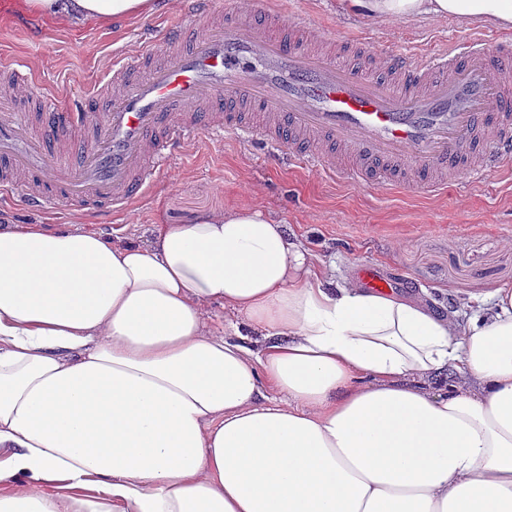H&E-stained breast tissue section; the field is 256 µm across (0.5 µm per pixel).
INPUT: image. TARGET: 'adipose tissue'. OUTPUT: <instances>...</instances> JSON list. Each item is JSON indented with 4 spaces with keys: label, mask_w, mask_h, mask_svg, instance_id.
<instances>
[{
    "label": "adipose tissue",
    "mask_w": 512,
    "mask_h": 512,
    "mask_svg": "<svg viewBox=\"0 0 512 512\" xmlns=\"http://www.w3.org/2000/svg\"><path fill=\"white\" fill-rule=\"evenodd\" d=\"M17 2L68 26L155 9ZM339 6L512 30V0ZM16 482L0 512H512V284L465 320L338 286L256 204L144 244L0 220V484Z\"/></svg>",
    "instance_id": "1"
}]
</instances>
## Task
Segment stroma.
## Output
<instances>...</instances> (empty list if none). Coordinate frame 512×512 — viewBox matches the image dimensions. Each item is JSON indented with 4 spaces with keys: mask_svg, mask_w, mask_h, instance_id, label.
Listing matches in <instances>:
<instances>
[{
    "mask_svg": "<svg viewBox=\"0 0 512 512\" xmlns=\"http://www.w3.org/2000/svg\"><path fill=\"white\" fill-rule=\"evenodd\" d=\"M184 12L185 0H175L148 17L66 27L41 16L32 28L14 0H0V63H27L50 102L68 105L111 75L124 54L145 46L164 52L162 32L182 22ZM298 12L339 39L411 47L422 55L475 33L453 20L373 23L342 14L337 0H280L281 28ZM250 203L283 220L293 241L332 267L339 282L354 277L362 263L376 264L387 276L415 280L408 296L463 318L470 313L464 299L512 284V174L492 172L475 184L413 194L333 179L296 165L287 152L230 134L188 145L122 213L98 216L76 204L35 210L15 195L0 197V218L58 228L80 217L106 237L135 240L159 224Z\"/></svg>",
    "mask_w": 512,
    "mask_h": 512,
    "instance_id": "35a3bbf8",
    "label": "stroma"
}]
</instances>
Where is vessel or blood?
<instances>
[{
  "instance_id": "1",
  "label": "vessel or blood",
  "mask_w": 512,
  "mask_h": 512,
  "mask_svg": "<svg viewBox=\"0 0 512 512\" xmlns=\"http://www.w3.org/2000/svg\"><path fill=\"white\" fill-rule=\"evenodd\" d=\"M195 25L169 27L164 57H126L78 111L45 105L27 65L0 66V190L29 207L78 200L119 212L141 200L159 166L204 133L260 137L299 162L354 184L437 192L512 165V42L483 37L419 55L325 40L297 18L277 31L275 4L228 12L202 34L213 0H188ZM359 53L369 70L343 67ZM376 292L404 287L376 268Z\"/></svg>"
}]
</instances>
